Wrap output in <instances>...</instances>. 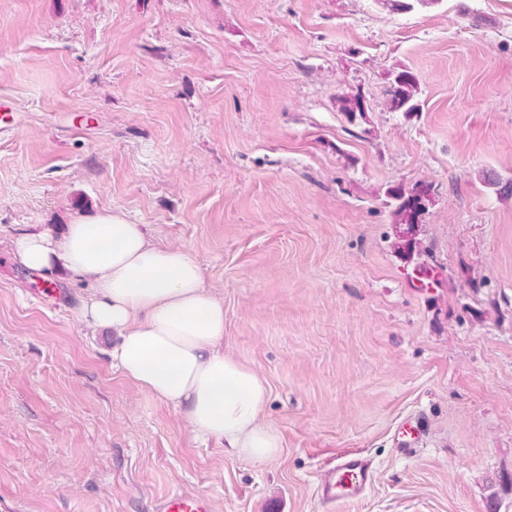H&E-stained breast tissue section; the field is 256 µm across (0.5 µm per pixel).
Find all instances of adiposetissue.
Returning a JSON list of instances; mask_svg holds the SVG:
<instances>
[{
    "instance_id": "obj_1",
    "label": "adipose tissue",
    "mask_w": 512,
    "mask_h": 512,
    "mask_svg": "<svg viewBox=\"0 0 512 512\" xmlns=\"http://www.w3.org/2000/svg\"><path fill=\"white\" fill-rule=\"evenodd\" d=\"M10 249L25 269L61 266L92 278L83 321L117 331L113 365L179 409L195 433L258 462L278 453V433L260 421L267 387L225 354L224 302L184 250L155 244L141 225L112 210L74 219L59 239L13 238Z\"/></svg>"
}]
</instances>
